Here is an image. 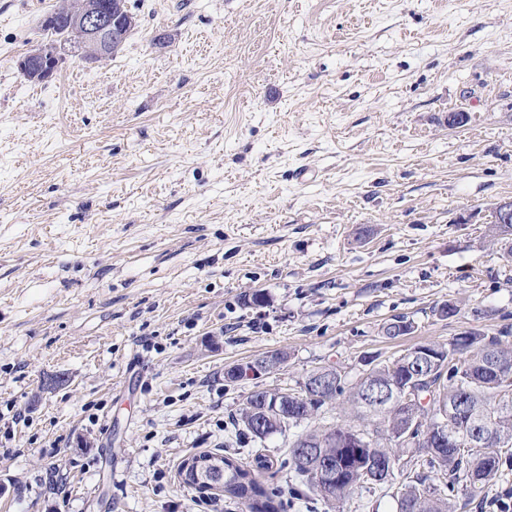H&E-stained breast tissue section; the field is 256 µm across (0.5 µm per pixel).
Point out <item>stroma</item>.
<instances>
[{
    "instance_id": "1",
    "label": "stroma",
    "mask_w": 512,
    "mask_h": 512,
    "mask_svg": "<svg viewBox=\"0 0 512 512\" xmlns=\"http://www.w3.org/2000/svg\"><path fill=\"white\" fill-rule=\"evenodd\" d=\"M57 4L0 0V512H241L179 463L340 417L246 439L252 390L512 346V0H129L121 53L33 83ZM278 365V355L270 354L251 361L233 364L225 370V374H231L236 377L237 381L244 379H256L262 375H266L273 367Z\"/></svg>"
}]
</instances>
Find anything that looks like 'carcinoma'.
<instances>
[{"mask_svg": "<svg viewBox=\"0 0 512 512\" xmlns=\"http://www.w3.org/2000/svg\"><path fill=\"white\" fill-rule=\"evenodd\" d=\"M472 348L459 354L463 364L455 372L443 376L435 389L433 406L448 404V391L457 384L469 387L472 402L480 407L486 417L496 424L495 436L488 443L489 450H474L459 455L437 442L436 436L416 431L412 445H399L391 435L398 433L400 423L390 416H377L390 438L378 440L367 448H356L351 443L348 430L351 423L343 421L334 426L312 430L307 438L319 441L317 456L333 462V467L323 469L307 467L303 463L302 438L293 441L288 450L287 462L295 470L300 484L322 499L344 503L355 492L368 484L383 488L393 477L384 475L386 462L396 456L409 454L404 465L406 477L398 491L397 512H452V501L461 495L471 497L480 486L499 476L503 459L512 460V445L493 450L503 437L512 442V406L503 408L497 402L501 379L484 368L485 350L500 346L504 375L512 376V349L502 346L500 337L488 336L478 330L470 332ZM361 386L350 384L340 377L330 384V402L345 399L348 410L360 418L358 401ZM219 459L224 463V486L220 492L245 507V512H285L281 491L260 480L262 472L273 467V462L263 454L255 455L253 463L242 462L233 456L219 453H200L191 456L193 461Z\"/></svg>", "mask_w": 512, "mask_h": 512, "instance_id": "carcinoma-1", "label": "carcinoma"}]
</instances>
